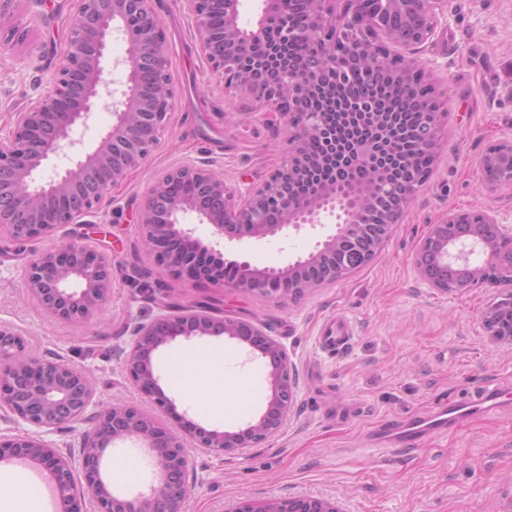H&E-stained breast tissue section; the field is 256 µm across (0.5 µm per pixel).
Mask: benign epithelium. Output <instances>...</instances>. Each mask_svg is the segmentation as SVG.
I'll return each instance as SVG.
<instances>
[{
  "label": "benign epithelium",
  "instance_id": "benign-epithelium-1",
  "mask_svg": "<svg viewBox=\"0 0 512 512\" xmlns=\"http://www.w3.org/2000/svg\"><path fill=\"white\" fill-rule=\"evenodd\" d=\"M202 40L203 51L224 80L242 98L279 113L288 130L283 160L261 184L232 188L208 164H188L164 173L147 192L136 226L140 242L166 275L194 285L207 281L271 300L297 299L339 279L353 266H336L343 252L367 263L381 250L395 224L414 200L432 169L399 183L375 165V144L390 138L373 107L372 134L353 142L352 166L368 179L354 195L340 194L331 180L314 184L305 201L300 186L306 169L335 158L336 130L327 120L329 105L310 109L315 89L336 84L343 60L371 82L392 75L405 94L418 100L422 121L415 130L417 149L436 157L440 117L436 89L417 50L448 17V0H302L304 24H287L296 0H263L256 21L240 22V0H185ZM78 7L59 59L52 88L23 112L14 113L7 134H0V230L15 243L50 237L66 224H78L96 212L103 199L128 174L143 166L161 142L174 90L165 30L151 0H77ZM277 21L285 41L307 47L304 65L269 74L268 60L253 45L265 39ZM128 47L124 88H110L102 63L113 37ZM120 93L112 124L95 145L71 165L44 176L49 161L87 126L92 111ZM482 189L512 185V139L489 146L479 157ZM207 224L212 239L195 236L193 223ZM323 230V240L305 257L278 268L256 269L235 261L239 276L224 278L203 257L220 253L224 241H260L288 228ZM412 266L427 287L441 293L486 286H508L486 307L482 325L488 341L512 347V224L499 212L475 208L469 223L450 210L430 225L418 243ZM19 278L41 307L56 318L77 323L95 319L112 285L106 255L82 239L72 240L26 260ZM148 322L131 328L122 368L139 390L165 412L174 401L159 385L153 358L179 338L224 336L243 344L269 367V395L258 417L236 431L187 426L181 430L142 409L96 400L88 373L61 357L40 358L25 352L22 333L0 322V411L31 431L18 437L0 434V463L23 459L53 480L60 512H82L88 500L97 512H183L190 489L189 450L214 456L255 447L277 434L291 415L298 376L282 344L252 321L219 315L205 302L158 304ZM84 422L79 456L58 450L46 436ZM134 440L156 462L155 481L134 496L114 494L101 471L106 449ZM228 512H342L327 498L242 499Z\"/></svg>",
  "mask_w": 512,
  "mask_h": 512
}]
</instances>
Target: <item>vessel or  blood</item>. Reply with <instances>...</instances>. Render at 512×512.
<instances>
[{"label":"vessel or blood","mask_w":512,"mask_h":512,"mask_svg":"<svg viewBox=\"0 0 512 512\" xmlns=\"http://www.w3.org/2000/svg\"><path fill=\"white\" fill-rule=\"evenodd\" d=\"M503 402V392L494 385L487 386L462 401L441 402L431 411L396 421L374 431L369 442L387 445L398 450L415 447L420 439L446 433L470 419L497 409Z\"/></svg>","instance_id":"obj_1"}]
</instances>
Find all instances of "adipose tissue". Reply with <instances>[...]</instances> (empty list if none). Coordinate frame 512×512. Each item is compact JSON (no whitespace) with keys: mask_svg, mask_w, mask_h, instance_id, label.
Returning <instances> with one entry per match:
<instances>
[{"mask_svg":"<svg viewBox=\"0 0 512 512\" xmlns=\"http://www.w3.org/2000/svg\"><path fill=\"white\" fill-rule=\"evenodd\" d=\"M170 379L190 392L198 412L211 417L223 416L225 392L240 387L239 381L225 377L223 357L206 347L181 352Z\"/></svg>","mask_w":512,"mask_h":512,"instance_id":"ef3b65f1","label":"adipose tissue"}]
</instances>
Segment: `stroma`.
Wrapping results in <instances>:
<instances>
[{
    "instance_id": "obj_1",
    "label": "stroma",
    "mask_w": 512,
    "mask_h": 512,
    "mask_svg": "<svg viewBox=\"0 0 512 512\" xmlns=\"http://www.w3.org/2000/svg\"><path fill=\"white\" fill-rule=\"evenodd\" d=\"M167 36L175 89L161 145L83 223L59 228L23 249L0 241V321L25 333L31 354L59 355L87 370L101 403L144 407L146 396L126 377L121 359L131 320L151 321L154 301L135 299L137 283H163L170 300H208L226 316L265 326L299 376L293 413L269 441L223 457L193 456L196 484L184 512H225L242 497L337 499L344 512H512V409L484 414L399 452L367 446L388 419L430 411L480 388L512 381V348L489 344L482 315L489 290L443 294L418 280L411 256L430 224L448 211L481 204L512 212V186L482 192L479 156L512 138V0H451L448 21L420 51L439 85L441 141L433 171L382 250L366 265L295 303H276L209 283L186 288L166 276L137 242L143 196L161 173L210 164L227 184H259L281 161L287 134L281 116L227 90L204 55L184 0H153ZM76 0H9L0 28L23 39L0 53V127L49 87L65 48ZM80 237L112 265V291L88 324L55 319L22 288L18 269L31 255ZM321 234L287 230L257 244L229 243L225 260L258 269L311 252ZM353 327L350 345L323 349V326L336 317ZM224 372L241 380L246 402L227 394L228 416H200L169 389L176 412L207 429L235 430L266 402L268 368L245 346L223 337Z\"/></svg>"
}]
</instances>
